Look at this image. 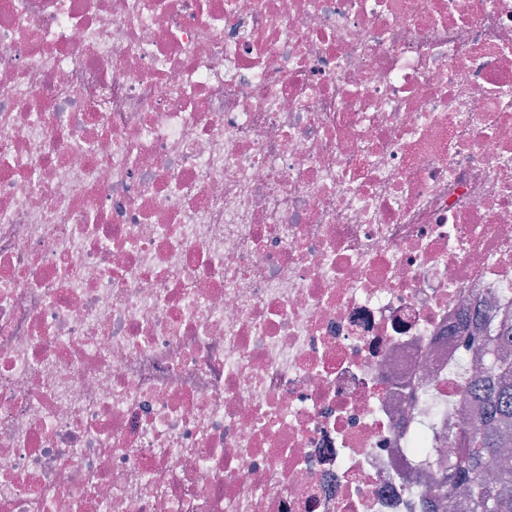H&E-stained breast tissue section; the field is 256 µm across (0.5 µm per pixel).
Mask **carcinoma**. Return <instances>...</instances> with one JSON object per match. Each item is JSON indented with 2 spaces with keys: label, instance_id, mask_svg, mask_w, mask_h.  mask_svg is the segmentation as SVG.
I'll list each match as a JSON object with an SVG mask.
<instances>
[{
  "label": "carcinoma",
  "instance_id": "obj_1",
  "mask_svg": "<svg viewBox=\"0 0 512 512\" xmlns=\"http://www.w3.org/2000/svg\"><path fill=\"white\" fill-rule=\"evenodd\" d=\"M461 341L484 355L485 366L463 381L461 393L480 394L485 412L461 428V448L448 470L439 475L437 491L440 501L451 507L456 490L465 485L467 512H512V464L505 456L512 441V311H501L484 333L464 335ZM492 457L499 462L495 487L482 480Z\"/></svg>",
  "mask_w": 512,
  "mask_h": 512
}]
</instances>
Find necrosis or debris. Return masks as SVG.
<instances>
[{
	"instance_id": "1",
	"label": "necrosis or debris",
	"mask_w": 512,
	"mask_h": 512,
	"mask_svg": "<svg viewBox=\"0 0 512 512\" xmlns=\"http://www.w3.org/2000/svg\"><path fill=\"white\" fill-rule=\"evenodd\" d=\"M512 304V0H0V512H430Z\"/></svg>"
}]
</instances>
